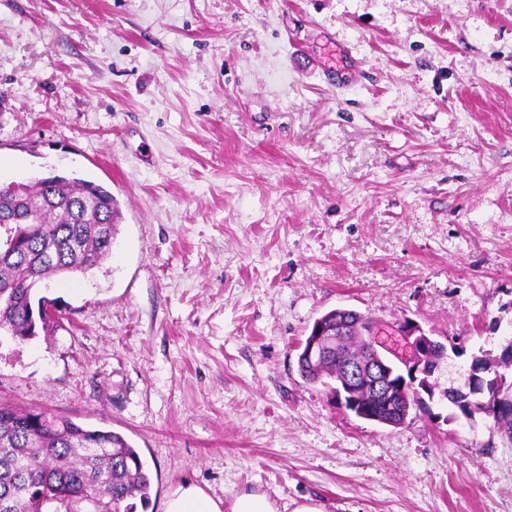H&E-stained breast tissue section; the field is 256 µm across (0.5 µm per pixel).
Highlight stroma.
Wrapping results in <instances>:
<instances>
[{"label":"stroma","instance_id":"35a3bbf8","mask_svg":"<svg viewBox=\"0 0 512 512\" xmlns=\"http://www.w3.org/2000/svg\"><path fill=\"white\" fill-rule=\"evenodd\" d=\"M53 171L117 234L0 335V403L123 435L144 512H512L486 415L380 425L297 370L340 307L464 346L439 392L512 336V0H0V179ZM221 503L199 486L183 483L169 493L164 512H223ZM229 512H276L265 493H244L236 497Z\"/></svg>","mask_w":512,"mask_h":512}]
</instances>
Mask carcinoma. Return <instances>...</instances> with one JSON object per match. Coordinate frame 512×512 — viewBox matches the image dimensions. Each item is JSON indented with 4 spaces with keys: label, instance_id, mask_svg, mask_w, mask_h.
I'll list each match as a JSON object with an SVG mask.
<instances>
[{
    "label": "carcinoma",
    "instance_id": "carcinoma-1",
    "mask_svg": "<svg viewBox=\"0 0 512 512\" xmlns=\"http://www.w3.org/2000/svg\"><path fill=\"white\" fill-rule=\"evenodd\" d=\"M11 216L22 221L0 230V331L25 340L62 318L59 309L43 317L46 298L32 302L34 287L99 266L112 250L119 209L104 186L52 174L25 182L21 195L0 187V219ZM340 341L313 365L298 359L300 376L336 380L344 361L364 357L367 343L356 330ZM496 362L485 352L473 357L479 381L460 389L457 402L472 414L484 412L512 440V409L497 410ZM354 396L373 416L406 408L398 390L379 397L358 389ZM150 490L139 452L120 434L0 404V512H135L132 500L147 504Z\"/></svg>",
    "mask_w": 512,
    "mask_h": 512
}]
</instances>
